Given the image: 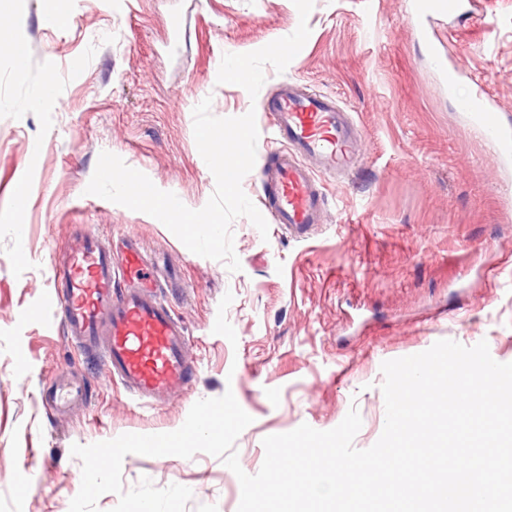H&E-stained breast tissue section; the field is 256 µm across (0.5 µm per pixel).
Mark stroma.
<instances>
[{"label":"stroma","instance_id":"1","mask_svg":"<svg viewBox=\"0 0 512 512\" xmlns=\"http://www.w3.org/2000/svg\"><path fill=\"white\" fill-rule=\"evenodd\" d=\"M415 3L314 0L305 45L284 73L265 67L253 98L218 83L219 63L293 33L303 21L293 0H62L65 25L40 0H16L9 29L27 47L24 74L0 51V512H69L81 479L73 444L174 431L195 402L228 391L252 418L235 450L253 475L266 436L332 429L353 406L354 445L372 446L385 424L384 361L449 339L487 341L494 360L512 362V166L499 167L456 110L479 84L512 121V0H471L469 13L431 16L420 33ZM443 60L467 75L455 91ZM49 74L56 97L33 103ZM284 78L335 96L362 132L352 174L324 183L326 222L311 238L277 224L264 238L237 218L233 273L150 215L86 194L108 151L204 207L215 179L194 107L208 97L218 117L254 112L261 163L273 147L265 102ZM84 231L137 235L161 278H176L169 300L196 361L185 395L141 404L65 341L48 298L69 236ZM72 381L86 400L55 412L45 393ZM144 476L189 487L187 512H237L239 481L218 457L127 455L124 488Z\"/></svg>","mask_w":512,"mask_h":512}]
</instances>
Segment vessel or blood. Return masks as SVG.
Returning <instances> with one entry per match:
<instances>
[{"instance_id": "1", "label": "vessel or blood", "mask_w": 512, "mask_h": 512, "mask_svg": "<svg viewBox=\"0 0 512 512\" xmlns=\"http://www.w3.org/2000/svg\"><path fill=\"white\" fill-rule=\"evenodd\" d=\"M463 7L464 0H417L421 14L452 16ZM266 108L278 148L257 172L265 214L303 238L324 221L327 199L319 176L353 171L358 138L334 97L295 82H280ZM457 108L495 145L500 163H512V124L489 93L476 88ZM57 280L55 300L68 343L101 365L108 381L147 404L169 402L187 390L195 365L186 326L136 235L72 236Z\"/></svg>"}]
</instances>
